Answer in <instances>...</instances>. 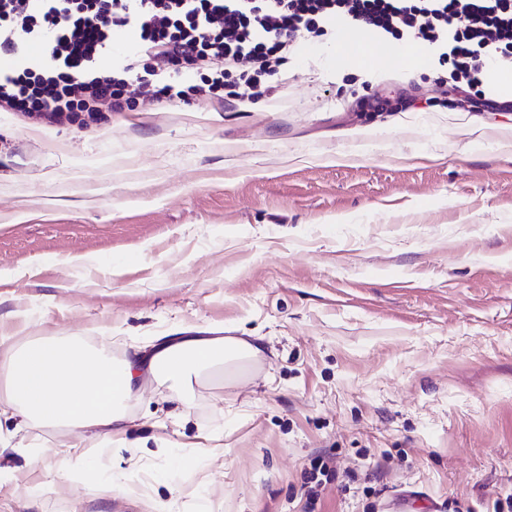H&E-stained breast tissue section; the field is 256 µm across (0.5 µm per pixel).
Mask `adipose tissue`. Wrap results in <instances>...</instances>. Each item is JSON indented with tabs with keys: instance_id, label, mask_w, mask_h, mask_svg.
<instances>
[{
	"instance_id": "1",
	"label": "adipose tissue",
	"mask_w": 512,
	"mask_h": 512,
	"mask_svg": "<svg viewBox=\"0 0 512 512\" xmlns=\"http://www.w3.org/2000/svg\"><path fill=\"white\" fill-rule=\"evenodd\" d=\"M259 352V346L236 336L175 338L150 354L133 348L116 365L103 353L63 341L43 339L19 346L0 332V372L7 376L10 405L34 421L105 438L124 430V406L144 374L163 371L187 382L198 371L254 358Z\"/></svg>"
}]
</instances>
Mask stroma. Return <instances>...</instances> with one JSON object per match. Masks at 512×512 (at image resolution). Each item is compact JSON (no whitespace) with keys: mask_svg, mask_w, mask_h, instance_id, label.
<instances>
[{"mask_svg":"<svg viewBox=\"0 0 512 512\" xmlns=\"http://www.w3.org/2000/svg\"><path fill=\"white\" fill-rule=\"evenodd\" d=\"M285 70L254 104L0 112V331L261 349L151 378L78 480L70 429L0 414V512H512V112L435 60Z\"/></svg>","mask_w":512,"mask_h":512,"instance_id":"35a3bbf8","label":"stroma"}]
</instances>
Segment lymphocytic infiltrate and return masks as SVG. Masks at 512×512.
<instances>
[{"label":"lymphocytic infiltrate","mask_w":512,"mask_h":512,"mask_svg":"<svg viewBox=\"0 0 512 512\" xmlns=\"http://www.w3.org/2000/svg\"><path fill=\"white\" fill-rule=\"evenodd\" d=\"M346 18L378 37L429 46L454 78L473 87L487 61L512 67V0H0V112L55 123L70 112H121L130 84L160 105L209 99L226 72L239 73L234 97L253 102L306 36H325ZM139 46L102 72L119 30ZM42 47L38 58L29 44ZM201 82L184 89L175 74Z\"/></svg>","instance_id":"lymphocytic-infiltrate-1"}]
</instances>
